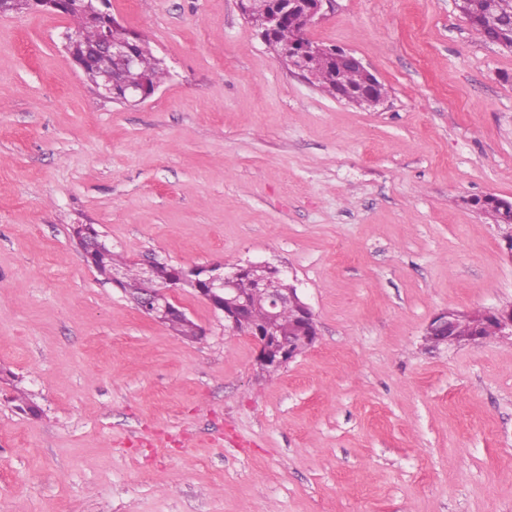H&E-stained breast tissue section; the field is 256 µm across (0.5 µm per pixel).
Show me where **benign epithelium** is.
Wrapping results in <instances>:
<instances>
[{
	"label": "benign epithelium",
	"instance_id": "benign-epithelium-1",
	"mask_svg": "<svg viewBox=\"0 0 512 512\" xmlns=\"http://www.w3.org/2000/svg\"><path fill=\"white\" fill-rule=\"evenodd\" d=\"M240 9L251 24L259 31L261 36L272 32L283 21L288 19V12L303 6L306 25L310 26L319 16L323 0H265L266 6L254 7L259 0H239ZM134 34L127 30L121 31V24L112 20L108 28L102 30L97 42L83 49L82 58L77 62L78 67L86 63L96 64L98 80L92 86L94 94L103 100H109L126 105H139L151 99L157 92V87L149 85L144 79L137 78L116 86L112 77V65L120 64L128 69L135 66L136 56L133 45ZM336 56L341 64L357 69L363 83L353 87L344 81H339V96L349 103L359 106H376L383 101L379 94L381 82L362 61L356 56L339 51ZM279 60L304 76H312L309 56L305 50L290 49L279 56ZM247 273L253 277L258 286H264L272 276H285V271L268 263H247L233 268L227 272L224 265L216 264L208 267H191L176 271L174 277L155 295L148 299L136 300L134 304L144 313L158 322L164 323L171 315H183L185 311L175 304L171 293L190 285L215 311L224 314V320L233 328L239 327L240 318L250 304L246 297H241L234 288L238 276ZM268 306L275 310L285 306H292L299 314L302 334L299 336H285L279 332L275 320H270L261 328L249 333L258 345V363L266 371H276L285 367L289 362L311 347L317 339V329L314 315L310 307L302 301L297 288L289 285L281 288L273 295L264 294ZM451 312L443 311L435 315L427 332L446 344L457 342V339L448 335V319ZM490 318L496 328L502 333L512 335V305L503 307L490 313Z\"/></svg>",
	"mask_w": 512,
	"mask_h": 512
}]
</instances>
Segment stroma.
Wrapping results in <instances>:
<instances>
[{
    "label": "stroma",
    "mask_w": 512,
    "mask_h": 512,
    "mask_svg": "<svg viewBox=\"0 0 512 512\" xmlns=\"http://www.w3.org/2000/svg\"><path fill=\"white\" fill-rule=\"evenodd\" d=\"M111 4L171 72L137 106L94 95L73 18L0 15V512H512V336L425 341L512 304V248L469 205L512 201V52L453 0H325L306 35L377 75L365 108L238 0ZM76 224L138 264L284 269L318 339L264 372L188 287L184 339Z\"/></svg>",
    "instance_id": "stroma-1"
}]
</instances>
